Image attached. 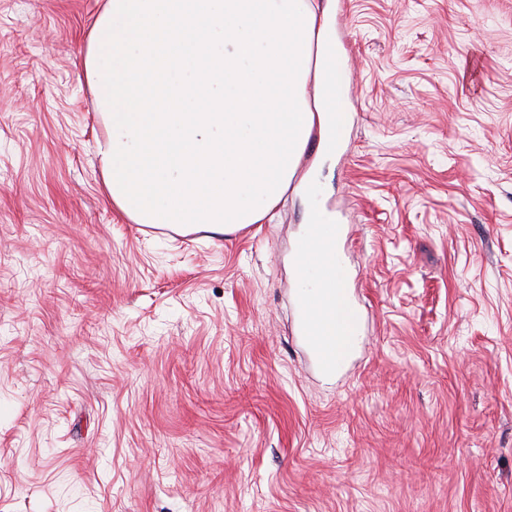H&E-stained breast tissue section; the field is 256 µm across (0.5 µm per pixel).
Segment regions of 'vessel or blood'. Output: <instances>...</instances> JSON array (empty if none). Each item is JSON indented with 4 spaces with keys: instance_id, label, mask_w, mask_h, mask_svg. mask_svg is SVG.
Wrapping results in <instances>:
<instances>
[{
    "instance_id": "obj_1",
    "label": "vessel or blood",
    "mask_w": 512,
    "mask_h": 512,
    "mask_svg": "<svg viewBox=\"0 0 512 512\" xmlns=\"http://www.w3.org/2000/svg\"><path fill=\"white\" fill-rule=\"evenodd\" d=\"M345 234L346 227L340 224L334 236L326 237L315 230L301 235L294 245L298 270H305L309 255H317L328 268L329 285L341 290L340 299L328 307H319L306 297L299 298L297 305L301 340L319 368L327 373L345 368L361 344L365 328L364 313L349 289L351 271L340 247ZM324 311L332 322L327 331L319 324Z\"/></svg>"
}]
</instances>
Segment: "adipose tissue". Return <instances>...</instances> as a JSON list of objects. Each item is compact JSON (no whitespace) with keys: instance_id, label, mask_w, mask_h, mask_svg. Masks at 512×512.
I'll list each match as a JSON object with an SVG mask.
<instances>
[{"instance_id":"obj_1","label":"adipose tissue","mask_w":512,"mask_h":512,"mask_svg":"<svg viewBox=\"0 0 512 512\" xmlns=\"http://www.w3.org/2000/svg\"><path fill=\"white\" fill-rule=\"evenodd\" d=\"M335 50L309 0H107L84 67L113 206L217 235L262 223L310 141L331 155L345 134L321 64Z\"/></svg>"}]
</instances>
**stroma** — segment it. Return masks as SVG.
Wrapping results in <instances>:
<instances>
[{"instance_id":"1","label":"stroma","mask_w":512,"mask_h":512,"mask_svg":"<svg viewBox=\"0 0 512 512\" xmlns=\"http://www.w3.org/2000/svg\"><path fill=\"white\" fill-rule=\"evenodd\" d=\"M105 0H0V512H512V0H344L346 136L305 156L367 323L296 329L307 199L134 224L84 68Z\"/></svg>"}]
</instances>
